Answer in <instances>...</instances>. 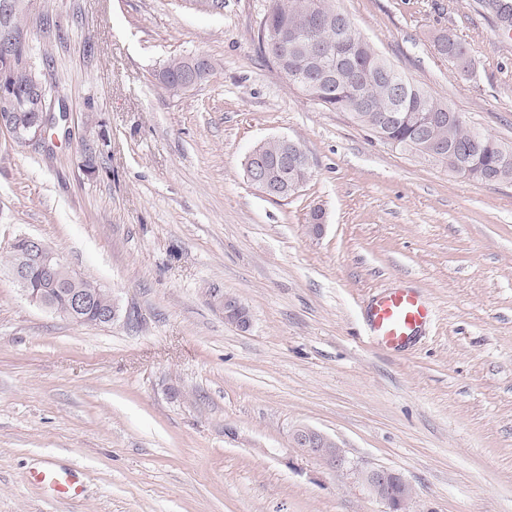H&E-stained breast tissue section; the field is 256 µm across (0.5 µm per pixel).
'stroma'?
Returning <instances> with one entry per match:
<instances>
[{"label":"stroma","mask_w":512,"mask_h":512,"mask_svg":"<svg viewBox=\"0 0 512 512\" xmlns=\"http://www.w3.org/2000/svg\"><path fill=\"white\" fill-rule=\"evenodd\" d=\"M334 4L512 142V36L480 0ZM268 7L28 0L29 61L66 116L23 147L0 131V512H386L360 477L379 467L409 482L411 512H512V183L424 163L283 81L259 49ZM443 30L471 72L434 50ZM197 54L213 72L164 93V61ZM282 136L312 176L274 200L244 163ZM24 234L109 289L121 318L84 326L30 302L8 269ZM396 287L435 318L390 353L366 305ZM220 295L249 329L225 322ZM302 425L352 470L294 448ZM49 464L78 473L77 497L33 483ZM217 302L224 310V320L226 323L235 326L240 330H246L249 328V312L237 299L233 297L220 296L217 299Z\"/></svg>","instance_id":"35a3bbf8"}]
</instances>
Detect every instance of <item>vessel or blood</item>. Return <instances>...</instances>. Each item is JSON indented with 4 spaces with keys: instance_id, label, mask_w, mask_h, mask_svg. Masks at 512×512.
I'll return each instance as SVG.
<instances>
[{
    "instance_id": "obj_1",
    "label": "vessel or blood",
    "mask_w": 512,
    "mask_h": 512,
    "mask_svg": "<svg viewBox=\"0 0 512 512\" xmlns=\"http://www.w3.org/2000/svg\"><path fill=\"white\" fill-rule=\"evenodd\" d=\"M435 317L431 304L408 288H386L371 300L368 318L372 340L381 348L400 351L422 336ZM34 480L56 498L74 497L80 484L74 472L46 467Z\"/></svg>"
}]
</instances>
